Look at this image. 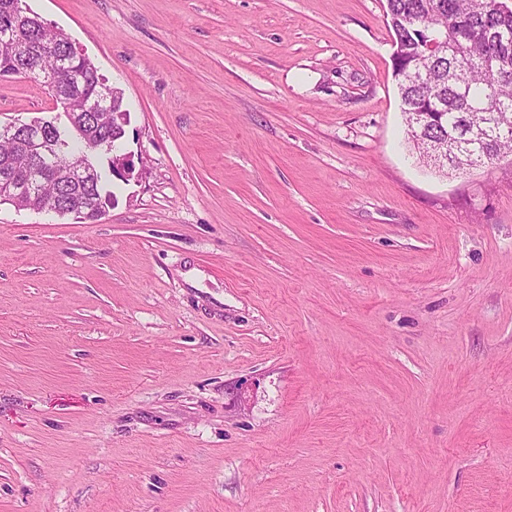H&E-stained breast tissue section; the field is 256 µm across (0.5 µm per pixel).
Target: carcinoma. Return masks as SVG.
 Returning <instances> with one entry per match:
<instances>
[{
	"mask_svg": "<svg viewBox=\"0 0 512 512\" xmlns=\"http://www.w3.org/2000/svg\"><path fill=\"white\" fill-rule=\"evenodd\" d=\"M386 21L394 38L400 41L399 64L406 65L420 53V34L434 32L439 39L429 54L427 71L419 80L397 82L401 112H435L440 122L431 128L437 137L461 138L482 113L495 116L501 126H512V12L503 13L490 5V0H386ZM23 45L46 44L41 55L27 62L38 71L49 72L58 61L69 60V71L48 84L51 96L70 100V111L79 116L80 131L87 139L112 136V125H97L83 114L82 97H95L105 87V78L93 61L80 55L68 43L61 30L50 31L35 19L20 22ZM464 60L467 67L460 81L448 80V71ZM480 106L479 112L464 110L463 101ZM469 167L488 164L494 153H512V139L499 142L493 138H474L466 146ZM98 183L87 186V192L102 204L116 202L114 192L107 189L112 175V155L98 160ZM70 188L60 182L50 185L43 198L17 202V208L40 209L48 201L64 204Z\"/></svg>",
	"mask_w": 512,
	"mask_h": 512,
	"instance_id": "obj_1",
	"label": "carcinoma"
}]
</instances>
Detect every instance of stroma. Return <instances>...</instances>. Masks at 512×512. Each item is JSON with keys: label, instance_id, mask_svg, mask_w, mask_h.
<instances>
[{"label": "stroma", "instance_id": "stroma-1", "mask_svg": "<svg viewBox=\"0 0 512 512\" xmlns=\"http://www.w3.org/2000/svg\"><path fill=\"white\" fill-rule=\"evenodd\" d=\"M26 3L136 161L0 205V512H512V156L419 161L386 0ZM69 193L70 188L66 184L57 182L47 188L44 198L19 200L16 205L18 209L38 210L41 209L45 202L48 201H56L58 204H66ZM53 212L58 215H73L76 219L84 220L85 216L92 214L97 220L106 212V207H101L96 198L87 195L83 191L73 195V198L67 205L66 209H48L44 212Z\"/></svg>", "mask_w": 512, "mask_h": 512}]
</instances>
